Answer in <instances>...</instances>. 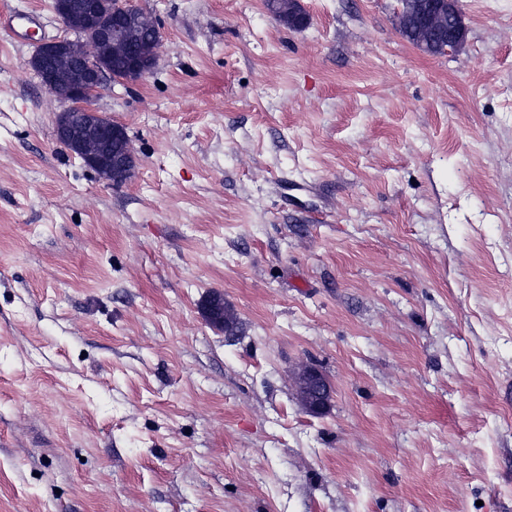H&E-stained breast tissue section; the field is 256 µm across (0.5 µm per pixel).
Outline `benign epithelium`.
<instances>
[{
  "instance_id": "obj_1",
  "label": "benign epithelium",
  "mask_w": 512,
  "mask_h": 512,
  "mask_svg": "<svg viewBox=\"0 0 512 512\" xmlns=\"http://www.w3.org/2000/svg\"><path fill=\"white\" fill-rule=\"evenodd\" d=\"M53 10L75 35L38 43L29 66L41 86L61 104L56 115L58 140L70 145L86 166L112 184L125 182L135 167V156L125 128L91 106L110 85L129 86L152 72L158 62L160 32L157 18L134 0H54ZM420 17L418 35L425 45L448 34L455 21V47L463 43L466 24L459 0H399L395 11L399 31ZM299 18L307 24L301 0L281 2L279 22ZM296 396L304 412L324 413L330 405L331 385L310 362L293 373Z\"/></svg>"
}]
</instances>
